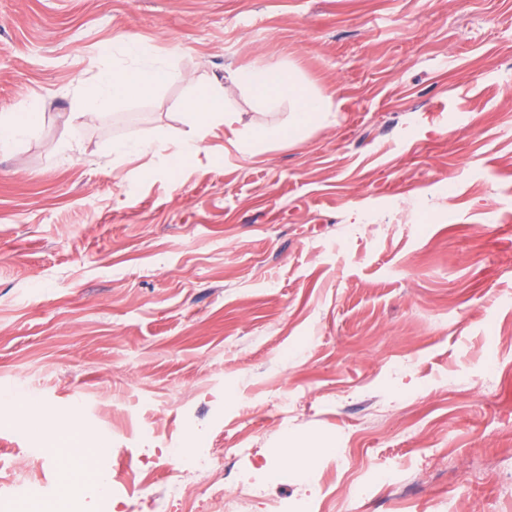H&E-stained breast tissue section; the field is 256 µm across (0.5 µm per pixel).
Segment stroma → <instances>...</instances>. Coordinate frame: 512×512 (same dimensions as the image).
I'll use <instances>...</instances> for the list:
<instances>
[{
  "instance_id": "1",
  "label": "stroma",
  "mask_w": 512,
  "mask_h": 512,
  "mask_svg": "<svg viewBox=\"0 0 512 512\" xmlns=\"http://www.w3.org/2000/svg\"><path fill=\"white\" fill-rule=\"evenodd\" d=\"M189 78L280 64L332 123L178 172L117 140L190 127L187 82L68 120L127 40ZM0 512L61 495L64 436L101 449L81 512H512V0H0ZM52 412L32 418L29 407ZM297 458H289V448ZM170 448H202L179 497ZM394 479L351 497L366 469ZM29 98H23L14 112L0 114V150L28 135L36 123L35 108Z\"/></svg>"
}]
</instances>
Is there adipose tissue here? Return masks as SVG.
<instances>
[{"mask_svg": "<svg viewBox=\"0 0 512 512\" xmlns=\"http://www.w3.org/2000/svg\"><path fill=\"white\" fill-rule=\"evenodd\" d=\"M184 74L167 63H145L133 69H113L101 73L98 83L82 105L70 115L73 127L94 119L112 101L127 96H147L158 86L184 81ZM247 91L261 104H287L288 120L283 124L244 122L229 103L235 92ZM332 109L329 96L302 83L293 73L259 65L249 69H227L220 82L198 85L185 103L186 119L193 130L190 139L173 144L167 160L171 167L205 150V141L215 127H223L228 143L243 154L255 153L259 146L283 139L300 142L321 127Z\"/></svg>", "mask_w": 512, "mask_h": 512, "instance_id": "ef3b65f1", "label": "adipose tissue"}]
</instances>
